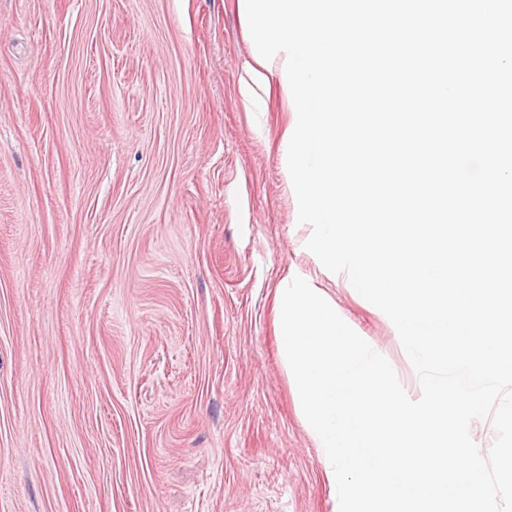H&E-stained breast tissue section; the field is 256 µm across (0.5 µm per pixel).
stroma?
Returning a JSON list of instances; mask_svg holds the SVG:
<instances>
[{
    "label": "stroma",
    "instance_id": "35a3bbf8",
    "mask_svg": "<svg viewBox=\"0 0 512 512\" xmlns=\"http://www.w3.org/2000/svg\"><path fill=\"white\" fill-rule=\"evenodd\" d=\"M242 0H0V512H339L278 343L306 243Z\"/></svg>",
    "mask_w": 512,
    "mask_h": 512
}]
</instances>
